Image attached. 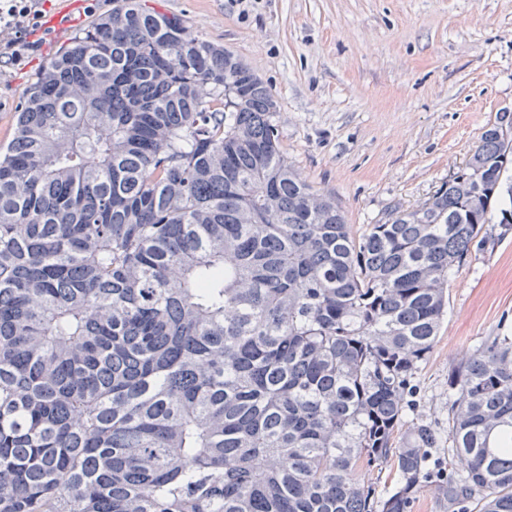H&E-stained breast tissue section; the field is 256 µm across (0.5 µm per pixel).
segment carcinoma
<instances>
[{"label": "carcinoma", "mask_w": 512, "mask_h": 512, "mask_svg": "<svg viewBox=\"0 0 512 512\" xmlns=\"http://www.w3.org/2000/svg\"><path fill=\"white\" fill-rule=\"evenodd\" d=\"M275 111L139 0L41 71L0 146V512H512V336L448 370L445 432L408 414L455 270L512 231V113L359 232Z\"/></svg>", "instance_id": "1"}]
</instances>
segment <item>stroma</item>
<instances>
[{"label":"stroma","instance_id":"obj_1","mask_svg":"<svg viewBox=\"0 0 512 512\" xmlns=\"http://www.w3.org/2000/svg\"><path fill=\"white\" fill-rule=\"evenodd\" d=\"M238 57L271 90L281 149L355 229L421 204L454 176L497 112L512 110V0H146ZM21 64L0 62V144L44 66L100 13L58 37L41 0ZM506 326L512 233L456 269L450 306L417 378L416 406L444 424L448 369Z\"/></svg>","mask_w":512,"mask_h":512}]
</instances>
